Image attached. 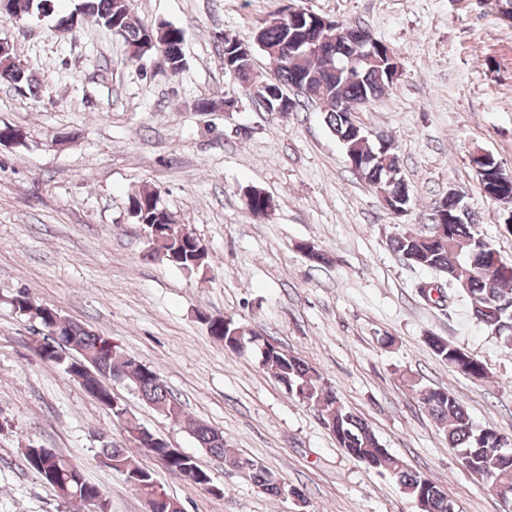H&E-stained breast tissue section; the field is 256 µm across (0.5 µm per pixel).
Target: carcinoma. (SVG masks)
I'll use <instances>...</instances> for the list:
<instances>
[{"mask_svg": "<svg viewBox=\"0 0 512 512\" xmlns=\"http://www.w3.org/2000/svg\"><path fill=\"white\" fill-rule=\"evenodd\" d=\"M46 8L45 0H11L10 12L28 19ZM79 14L90 16L96 24L119 36L124 46H133L142 58L160 55L165 58L171 73L185 66L183 53L184 30L172 24H145L134 12L132 0H83ZM350 26L325 30L303 24L301 28L284 14L261 23L256 28L258 40L247 45L233 37H222V56L236 68L235 79L249 92L260 97L272 112H296L308 103L318 105L324 121L340 142L344 151L358 156L352 169L359 178L388 194H409L405 179L399 177L400 156L396 143L386 141L380 151L368 141L357 137L354 123L357 116L349 112L363 110L390 90L387 59L379 53L358 54L341 49L351 46L347 38ZM272 59L276 68L267 75L254 62L255 51ZM309 89L306 96H296L293 102L280 105L281 99L268 96L275 89L288 94L296 79ZM266 82L267 87L260 86ZM0 82L17 88H34L35 80L23 69L16 68L9 56L0 58ZM129 209L141 224L152 251L161 254L171 265L185 271H198L207 265L208 251L202 242L177 224L175 216L163 205L161 191L142 188L132 192ZM442 218L443 234L428 235L403 232L395 235L390 244L404 256H415L413 265L431 270L447 278L466 295L473 317L482 323L500 345L512 350V264L489 262L481 268L473 258H493V250L474 231L477 220L471 212H449ZM19 312L38 319L42 328L56 323L49 307L33 301L21 292L11 300ZM210 334L224 342L234 353L257 347L262 338L269 346L262 364L273 370L274 377L306 405L325 415V422L335 427L333 434L339 447L365 467L391 475L418 512H456L441 486L427 475L404 467L384 448L373 430L352 410L345 407L336 391L328 387L323 375L304 360L282 348L269 336L246 334L233 319L226 321L204 317ZM62 342L42 338L36 351L45 361L62 366L72 378L99 404L112 411L113 417L124 423L132 441L144 440L153 433L141 427L115 398L109 382H127L147 404L177 422H183L198 444L211 454L224 459V466L237 469L247 463L243 475L258 492L288 499L302 494L285 480L256 460L225 448L224 434L185 415L178 399L169 391L158 372L131 355H126L109 339L93 333L79 323L69 322L61 330ZM433 353L449 367L464 365L463 374L475 381L487 378L485 364L462 348L448 344L436 335L427 337ZM404 385L416 390L420 402L429 410L448 447L468 461V469L478 476L488 491L499 495L500 488L512 489V440L492 427L474 426L465 406L446 388H422L419 380L403 377ZM152 454L172 472L181 474L199 487L213 484L212 477L192 455L171 454L165 442L151 447ZM98 454L107 458L106 466L125 475L131 485L139 487L144 496L157 489L154 474L135 465L127 449L108 440L102 442ZM29 469L51 489H70L69 499L75 500L85 512H109V502L99 486L88 482L80 467L54 450L30 448L24 453Z\"/></svg>", "mask_w": 512, "mask_h": 512, "instance_id": "carcinoma-1", "label": "carcinoma"}]
</instances>
